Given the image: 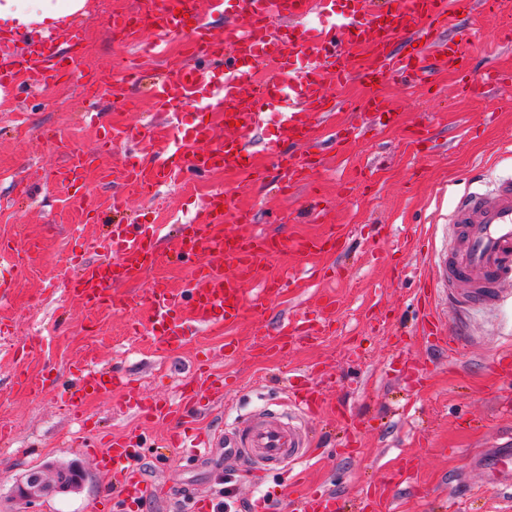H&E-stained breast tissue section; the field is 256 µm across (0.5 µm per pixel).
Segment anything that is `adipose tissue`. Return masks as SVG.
Here are the masks:
<instances>
[{"label": "adipose tissue", "instance_id": "adipose-tissue-1", "mask_svg": "<svg viewBox=\"0 0 512 512\" xmlns=\"http://www.w3.org/2000/svg\"><path fill=\"white\" fill-rule=\"evenodd\" d=\"M86 0H0V28L7 31L39 28L47 32L60 20L82 12Z\"/></svg>", "mask_w": 512, "mask_h": 512}]
</instances>
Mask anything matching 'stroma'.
<instances>
[{"label": "stroma", "mask_w": 512, "mask_h": 512, "mask_svg": "<svg viewBox=\"0 0 512 512\" xmlns=\"http://www.w3.org/2000/svg\"><path fill=\"white\" fill-rule=\"evenodd\" d=\"M133 0H87V31L72 44L66 23L53 30L59 54L80 53L89 71H111L135 49L108 28L109 14L133 8ZM512 22L480 16L479 63L512 70V44L495 37ZM45 90H0V238L38 253L20 264L0 263L11 282L0 305V512H111L110 482L92 448L109 438L142 436L139 467L155 492L143 512H191L196 495L229 499L236 512H295L294 499L313 492L351 500L410 469L413 485L397 492L395 512H504V492L474 465L512 438V378L498 377L494 362L512 355V283L491 306L464 308L466 334L454 354L432 347L419 333L416 301L421 279L436 276V257L448 252V213L467 189L489 187L512 174V83L485 95H466L456 74L436 75L432 86H382L399 114L396 126L370 127L347 105L362 99L357 82L338 91L344 106L319 125L315 137L325 165L307 171L288 197L248 185L234 172L215 171L143 198L120 172L128 160L159 164L171 133L138 83L122 82L120 95L99 99L102 123L116 129L142 125L145 139L115 141L95 157L82 182L90 208L76 206L75 189L57 182L64 147L94 148L96 126L84 123L86 81L46 70ZM357 122L350 143L332 145L336 126ZM428 126L433 144L410 133ZM112 173L99 180L100 170ZM231 190L256 215L259 230L309 238L335 230L342 248L307 259L281 254L261 268L257 283L295 280L266 310L230 328L214 327L174 351L163 350L140 309L128 306L88 313L63 290L73 275L70 256L95 257L98 238L112 221L114 194L129 201L128 217L146 224H183L195 213L196 193ZM195 265L175 256L149 268L141 281L122 286L135 294L157 277L178 288ZM325 295L337 305L329 325L269 348L284 316L315 310ZM235 346L225 349L226 339ZM224 373V399L198 417L214 434L262 408L287 411L291 385H312L323 396L310 426L311 450L298 465L281 463L257 472L244 461L218 456L196 464L166 447L168 426L145 419L116 393L90 398L78 415L60 405L62 380L80 363L127 372L144 396L174 397L199 363ZM41 377L38 392L18 383L19 373ZM73 466L83 474L76 489L25 503L13 488L29 470Z\"/></svg>", "instance_id": "35a3bbf8"}]
</instances>
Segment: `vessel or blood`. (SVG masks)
<instances>
[{
	"label": "vessel or blood",
	"mask_w": 512,
	"mask_h": 512,
	"mask_svg": "<svg viewBox=\"0 0 512 512\" xmlns=\"http://www.w3.org/2000/svg\"><path fill=\"white\" fill-rule=\"evenodd\" d=\"M503 6V0H209L204 13L197 0H140L130 12L112 15L110 28L144 56L161 55L163 38L185 36L189 59L150 87L172 132L166 163L148 172L130 164L122 176L145 195L185 173L224 169L250 177L251 142L259 136L280 171L278 192L288 193L306 170L320 163L311 149L315 128L339 106L329 83L354 78L364 84L369 94L355 110L379 127L396 121L377 93L392 79L426 83L434 71L448 69L461 75L466 91L480 93L500 75L476 69L478 49L459 41L458 18L495 16ZM211 12L223 14V36L213 34L207 20ZM16 41L13 35L0 36V86L21 77L36 83L48 67L66 75L85 72L77 54L57 52L52 36L32 41L22 56L12 50ZM359 48L367 53L366 64L353 57ZM260 68L266 75L254 80ZM190 103L223 113V138H216L213 125L202 118L185 127L180 108ZM91 160L89 153L68 152L58 178L75 184ZM253 221L249 210L236 207L233 193L216 191L201 202L195 220L172 231L163 224L113 225L101 244L103 257L80 261L68 291L91 307L142 306L163 349L175 348L203 329L230 326L266 309L282 284L270 280L252 289L264 263L288 250L315 255L336 242L332 234L286 240L240 232V225ZM448 221L455 229L454 241L439 276L448 285L449 303L464 308L498 301L501 284L512 280V175L499 178L492 189L465 191ZM165 239L178 254L195 260V281L173 289L156 280L144 294H115V286L139 280L158 262L157 249ZM423 312L424 334L456 350L461 326L445 325L432 306H424ZM112 390L122 391L145 418L171 419L177 418L179 405L199 404L204 392H223L224 378L217 374L202 385L185 382L174 405L145 401L117 370L103 374L79 366L67 404L75 410L90 396ZM210 445L267 468L285 460L301 462L308 454L307 434L271 409L225 430ZM138 453L139 437L130 433L112 439L98 455L103 468L121 471L115 490L123 512H140L151 491L135 468ZM490 471L512 487V450L503 449L491 459Z\"/></svg>",
	"instance_id": "1"
}]
</instances>
